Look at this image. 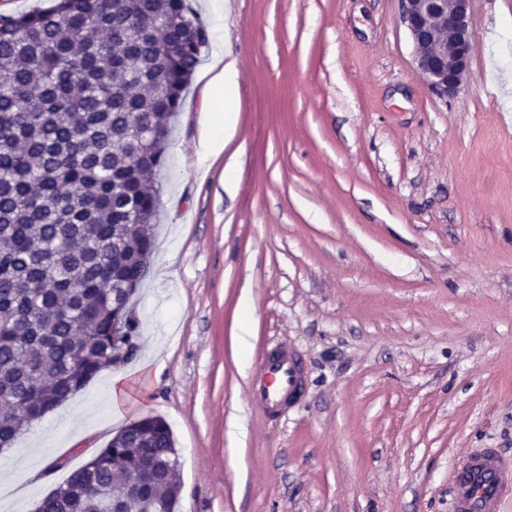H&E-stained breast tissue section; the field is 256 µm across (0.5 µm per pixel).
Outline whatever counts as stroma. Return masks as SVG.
Returning <instances> with one entry per match:
<instances>
[{"label": "stroma", "mask_w": 512, "mask_h": 512, "mask_svg": "<svg viewBox=\"0 0 512 512\" xmlns=\"http://www.w3.org/2000/svg\"><path fill=\"white\" fill-rule=\"evenodd\" d=\"M189 4L209 41L158 184L139 349L0 453V512H33L148 415L174 436L176 512H452L462 454L512 457V0H472L446 102L401 0ZM279 348L306 385L273 420L252 377Z\"/></svg>", "instance_id": "stroma-1"}]
</instances>
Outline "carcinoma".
<instances>
[{
  "label": "carcinoma",
  "instance_id": "carcinoma-1",
  "mask_svg": "<svg viewBox=\"0 0 512 512\" xmlns=\"http://www.w3.org/2000/svg\"><path fill=\"white\" fill-rule=\"evenodd\" d=\"M208 40L187 0H55L0 13V440L15 441L108 367L112 301L153 252L169 116ZM175 445L146 416L45 497L101 512L125 480L175 512Z\"/></svg>",
  "mask_w": 512,
  "mask_h": 512
}]
</instances>
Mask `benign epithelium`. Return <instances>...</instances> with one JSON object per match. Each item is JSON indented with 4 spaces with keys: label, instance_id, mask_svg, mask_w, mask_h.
I'll return each instance as SVG.
<instances>
[{
    "label": "benign epithelium",
    "instance_id": "obj_1",
    "mask_svg": "<svg viewBox=\"0 0 512 512\" xmlns=\"http://www.w3.org/2000/svg\"><path fill=\"white\" fill-rule=\"evenodd\" d=\"M471 0H402L414 63L427 89L448 100L466 87L475 34Z\"/></svg>",
    "mask_w": 512,
    "mask_h": 512
}]
</instances>
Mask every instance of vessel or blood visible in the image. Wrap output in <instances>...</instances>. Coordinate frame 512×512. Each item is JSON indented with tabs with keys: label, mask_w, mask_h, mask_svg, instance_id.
Here are the masks:
<instances>
[{
	"label": "vessel or blood",
	"mask_w": 512,
	"mask_h": 512,
	"mask_svg": "<svg viewBox=\"0 0 512 512\" xmlns=\"http://www.w3.org/2000/svg\"><path fill=\"white\" fill-rule=\"evenodd\" d=\"M256 399L269 413H278L300 394L303 373L291 355L269 358L257 373ZM455 512H499L504 497L512 495V460L486 448L467 454L452 474Z\"/></svg>",
	"instance_id": "b4317fda"
}]
</instances>
